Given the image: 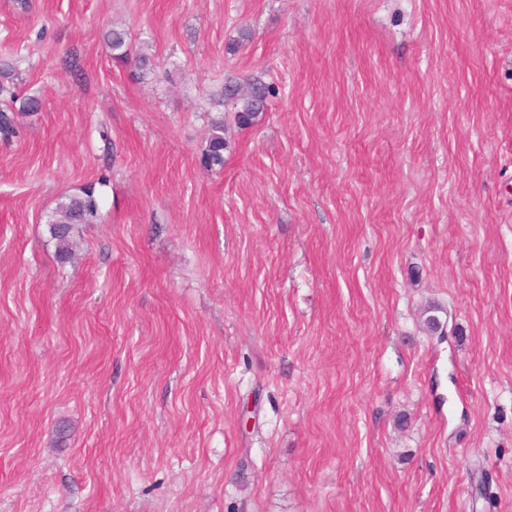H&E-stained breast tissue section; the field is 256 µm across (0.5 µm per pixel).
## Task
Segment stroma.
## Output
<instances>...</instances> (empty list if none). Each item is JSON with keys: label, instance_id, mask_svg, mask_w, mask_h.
Here are the masks:
<instances>
[{"label": "stroma", "instance_id": "obj_1", "mask_svg": "<svg viewBox=\"0 0 512 512\" xmlns=\"http://www.w3.org/2000/svg\"><path fill=\"white\" fill-rule=\"evenodd\" d=\"M14 97L0 512H512V0H0ZM277 94V89L265 83L261 76H252L244 83L233 80L224 82L221 90L224 106L232 104L234 121L240 128L255 124L264 111L268 97ZM228 144L224 138V119L214 122L211 134L202 150V163L209 168L224 166V150ZM99 217V194L96 184L84 186L80 194L60 203L55 212L49 231L56 241L58 257L67 260L71 257L73 231L78 224H94Z\"/></svg>", "mask_w": 512, "mask_h": 512}]
</instances>
